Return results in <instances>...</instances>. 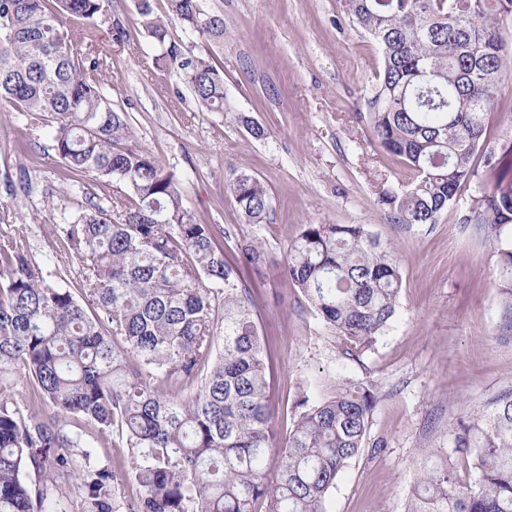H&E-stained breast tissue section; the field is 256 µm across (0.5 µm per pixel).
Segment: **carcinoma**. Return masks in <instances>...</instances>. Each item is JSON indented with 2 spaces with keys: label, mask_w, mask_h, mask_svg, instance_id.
<instances>
[{
  "label": "carcinoma",
  "mask_w": 512,
  "mask_h": 512,
  "mask_svg": "<svg viewBox=\"0 0 512 512\" xmlns=\"http://www.w3.org/2000/svg\"><path fill=\"white\" fill-rule=\"evenodd\" d=\"M106 3L0 0V101L52 128L60 180L86 199L59 218L61 255L79 264L72 288L43 272L23 235L0 230V512H65L70 493L85 512H114L112 487L126 482L136 485L126 512H326L362 448L375 395L327 371L322 395L301 397L277 438L268 355L242 278L265 253L239 244L229 261L224 226L194 219L175 173L113 106L106 58L63 22L92 29ZM169 10L157 17L151 0H137L161 47L157 66L186 83L202 110L235 111L219 70L186 56L176 30L221 46L224 16L200 0H169ZM342 12L381 53L370 125L410 175L380 188L377 206L395 224H436L481 157L495 183L470 197L458 223L490 230L512 316V147L498 153L485 140L512 68V0H343ZM86 173L125 191L99 197L80 180ZM226 191L247 223L267 222L271 199L258 177L241 173ZM279 273L350 356L370 350L396 315L400 264L365 224L304 225ZM86 435L104 449L116 435L122 451L96 467ZM419 456L407 512H512V393L459 420L452 451ZM461 466L472 473L466 484Z\"/></svg>",
  "instance_id": "cac0c4a2"
}]
</instances>
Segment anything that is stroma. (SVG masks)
<instances>
[{"mask_svg": "<svg viewBox=\"0 0 512 512\" xmlns=\"http://www.w3.org/2000/svg\"><path fill=\"white\" fill-rule=\"evenodd\" d=\"M224 16L220 47L181 31L187 54L209 53L224 74L231 112H205L182 81L155 63L134 0H112L93 45L108 56L112 101L139 144L174 172L184 204L230 243L253 242L267 258L253 317L269 356L273 429L285 436L300 395L333 370L373 389L367 438L336 482L327 512H406L422 448H444L459 418L512 392V318L494 282L497 256L480 224L444 213L434 225L395 224L381 212L382 183L407 172L376 145L368 123L376 46L340 9L341 0H200ZM121 23L123 36L113 25ZM262 125L252 139L240 116ZM48 127L27 125L0 103V201L30 253L61 284L77 263L62 259L55 213L79 212L84 196L60 190ZM247 172L265 185L270 219L246 223L225 186ZM304 224H364L390 243L403 276L397 313L371 352L343 353L278 263Z\"/></svg>", "mask_w": 512, "mask_h": 512, "instance_id": "1", "label": "stroma"}]
</instances>
